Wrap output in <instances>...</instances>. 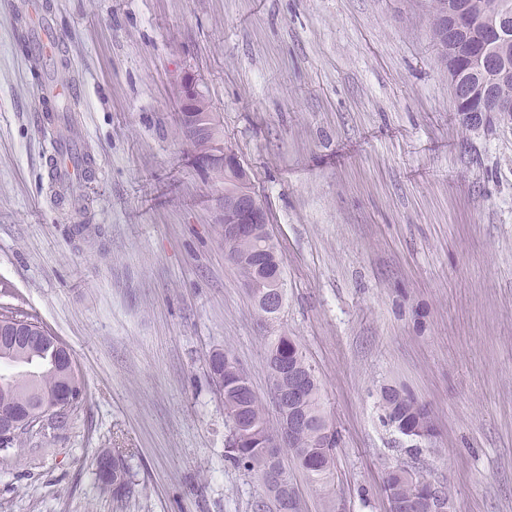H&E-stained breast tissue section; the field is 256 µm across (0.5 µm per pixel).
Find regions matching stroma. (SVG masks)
<instances>
[{
  "label": "stroma",
  "instance_id": "stroma-1",
  "mask_svg": "<svg viewBox=\"0 0 512 512\" xmlns=\"http://www.w3.org/2000/svg\"><path fill=\"white\" fill-rule=\"evenodd\" d=\"M41 2L92 172L60 204L28 0H0V304L67 345L89 395L0 470V512H251L262 488L224 457L208 361L230 350L276 421L283 333L340 435L327 482L292 471L301 512H389L403 462L452 512H512V116L455 111L428 0ZM185 72L268 211L275 317L227 260L223 190L180 134ZM388 386L432 412L417 458L382 422ZM105 449L135 486L120 500L90 466ZM301 362L312 365L300 346L289 336H276L268 343L266 364L270 381L276 370L283 367H288L291 370L295 366H299Z\"/></svg>",
  "mask_w": 512,
  "mask_h": 512
}]
</instances>
